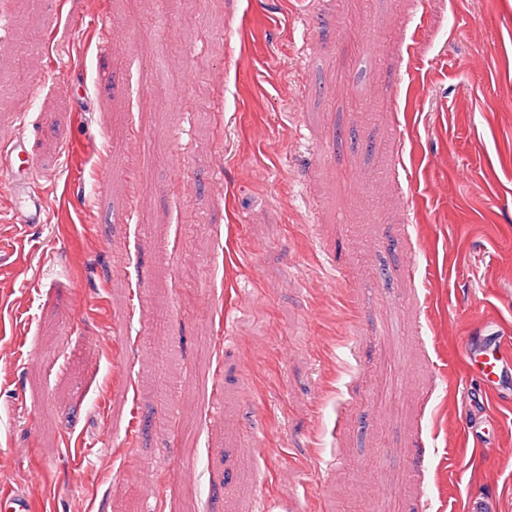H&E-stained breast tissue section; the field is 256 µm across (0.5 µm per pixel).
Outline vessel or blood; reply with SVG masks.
<instances>
[{"mask_svg":"<svg viewBox=\"0 0 512 512\" xmlns=\"http://www.w3.org/2000/svg\"><path fill=\"white\" fill-rule=\"evenodd\" d=\"M24 155L23 141H15L8 152L6 165L0 168V178L16 184L15 222L21 225L37 224L44 211L43 194L39 189L17 182L16 164ZM464 357L477 382L472 392L474 400H481L488 390L494 391L501 399L512 398V355L505 351L499 323L486 322L478 334L468 337L464 344ZM31 508L26 494L0 489V512H31Z\"/></svg>","mask_w":512,"mask_h":512,"instance_id":"b4317fda","label":"vessel or blood"}]
</instances>
